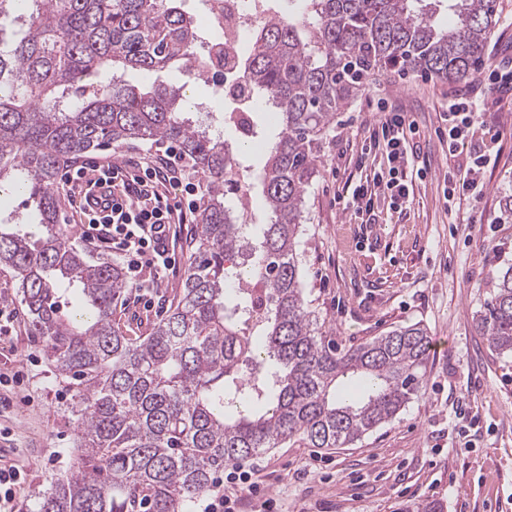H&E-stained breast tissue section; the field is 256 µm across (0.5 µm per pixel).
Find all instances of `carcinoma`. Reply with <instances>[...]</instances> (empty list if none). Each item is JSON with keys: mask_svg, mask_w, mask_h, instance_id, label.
<instances>
[{"mask_svg": "<svg viewBox=\"0 0 512 512\" xmlns=\"http://www.w3.org/2000/svg\"><path fill=\"white\" fill-rule=\"evenodd\" d=\"M422 0H288L239 37L230 73L249 113L269 112L261 194L228 204L244 167L183 116L181 87L147 92L117 70H195L209 79L177 0H0L20 36L0 35V191L29 192L42 235L0 223V265L18 280L56 377L72 391L69 468L35 512H195L229 464L292 440L346 448L421 396L432 341L417 322L356 346L326 340L302 284L297 238L322 132L380 72L450 84L488 58L497 0H454L440 28ZM178 145L205 181L193 249L168 312L144 336L116 318L122 268L70 241L57 172L106 144ZM474 317L512 353V263L492 271ZM83 310L65 309L71 290ZM343 378L364 395L338 390ZM405 512H445L426 499Z\"/></svg>", "mask_w": 512, "mask_h": 512, "instance_id": "carcinoma-1", "label": "carcinoma"}]
</instances>
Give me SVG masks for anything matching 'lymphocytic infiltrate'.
Returning <instances> with one entry per match:
<instances>
[{"label":"lymphocytic infiltrate","mask_w":512,"mask_h":512,"mask_svg":"<svg viewBox=\"0 0 512 512\" xmlns=\"http://www.w3.org/2000/svg\"><path fill=\"white\" fill-rule=\"evenodd\" d=\"M440 129L448 136L449 156L463 148L468 151L465 165L444 181L447 204L478 201L486 188L484 172L498 133L489 125L479 99L466 94L449 101L440 115ZM420 139L407 113L392 107L383 110L361 147L362 154L377 156L379 164L338 195L342 211L365 224L378 223L385 209L407 216L414 201L413 180L424 174L416 166ZM94 174L112 183V212L103 217L84 211L78 199L82 185ZM200 185L196 170L183 166L176 147L169 146L155 157L73 167L65 171L60 188L79 216L81 239L119 259L128 288L146 298L175 267V254L169 249L171 227L192 223L200 208ZM260 493L251 472L235 467L216 479L203 512H241L243 501Z\"/></svg>","instance_id":"f902f5d3"}]
</instances>
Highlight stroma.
<instances>
[{"mask_svg": "<svg viewBox=\"0 0 512 512\" xmlns=\"http://www.w3.org/2000/svg\"><path fill=\"white\" fill-rule=\"evenodd\" d=\"M183 108L210 134L235 143L241 135L224 122V100L212 83L179 74ZM426 75L379 73L335 123L323 132L319 158L304 202L297 253L305 292L326 336L358 344L415 322L441 339L432 350L424 394L391 422L346 448L323 450L288 443L257 458L259 482L280 512H395L400 503L439 499L446 512H512V358L491 353L473 320L485 284L505 247L512 260V224L497 223L500 197L512 187V99L486 96L485 109L501 135L485 169L478 208H449L444 175L456 168L436 130L450 98L481 91ZM408 112L421 132L419 166L409 219L384 212L379 223L360 224L334 202L348 179H359L357 157L382 105ZM195 227L182 225L177 263L151 304L123 293L117 316L131 335L144 333L168 309L185 273ZM0 297L15 302L11 336L15 361L0 355V371L23 367L35 375L31 403L6 410L15 463L25 465L22 512L36 492L66 470L76 430L70 393L56 379L44 344L29 333L28 311L9 270L0 267ZM59 461H46L50 452Z\"/></svg>", "mask_w": 512, "mask_h": 512, "instance_id": "obj_1", "label": "stroma"}]
</instances>
